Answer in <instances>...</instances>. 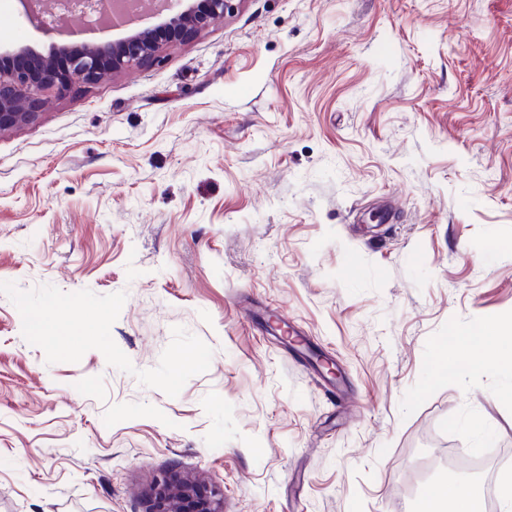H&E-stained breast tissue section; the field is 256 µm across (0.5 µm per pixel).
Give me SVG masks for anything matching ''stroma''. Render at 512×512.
Masks as SVG:
<instances>
[{
  "label": "stroma",
  "instance_id": "stroma-1",
  "mask_svg": "<svg viewBox=\"0 0 512 512\" xmlns=\"http://www.w3.org/2000/svg\"><path fill=\"white\" fill-rule=\"evenodd\" d=\"M40 96L0 134V512H147L171 471L409 512L418 460L512 456V376L441 370L512 320V0H245Z\"/></svg>",
  "mask_w": 512,
  "mask_h": 512
}]
</instances>
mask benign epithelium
<instances>
[{
	"label": "benign epithelium",
	"instance_id": "1",
	"mask_svg": "<svg viewBox=\"0 0 512 512\" xmlns=\"http://www.w3.org/2000/svg\"><path fill=\"white\" fill-rule=\"evenodd\" d=\"M245 0H160L161 7L148 10L171 15L156 26L134 30L125 38L113 42H97L80 47H63L59 52L67 57L64 67L55 65L54 56L39 58L40 69L30 70L20 63L0 65V133L17 129L32 121L42 107L34 91L50 88L59 96L69 94L78 84H94L105 74L118 73L134 66L156 62L168 48L186 41L212 24L239 11ZM24 14L39 20V14L63 15L74 8L94 14L97 23L126 17L114 0H79L68 5L65 0H20ZM151 512H224V493L208 488L203 481L188 474H165L149 491Z\"/></svg>",
	"mask_w": 512,
	"mask_h": 512
}]
</instances>
